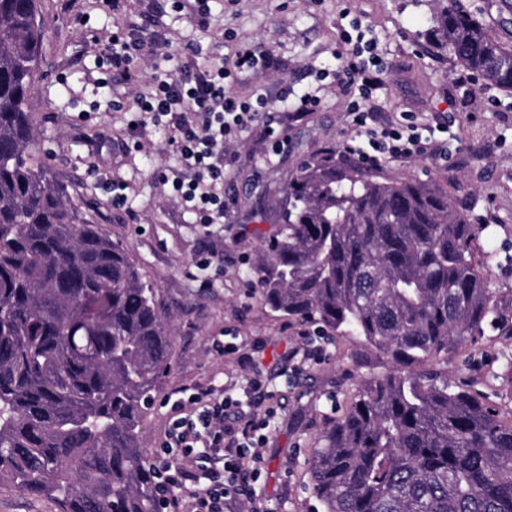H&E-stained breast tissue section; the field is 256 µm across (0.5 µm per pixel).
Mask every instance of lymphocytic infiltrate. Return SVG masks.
<instances>
[{
    "instance_id": "obj_1",
    "label": "lymphocytic infiltrate",
    "mask_w": 512,
    "mask_h": 512,
    "mask_svg": "<svg viewBox=\"0 0 512 512\" xmlns=\"http://www.w3.org/2000/svg\"><path fill=\"white\" fill-rule=\"evenodd\" d=\"M171 7L157 6L150 27L132 26L113 32L100 54L113 74L135 79V60L146 57L152 75L147 93L129 105V126L138 129L152 124L163 128L182 164L193 172L191 179L169 177L158 172L162 183L171 184L174 200L194 214L197 223L220 224L229 206L224 197V180L231 163L230 150L244 132L255 126L272 127L282 115L299 116L314 111L321 99L311 91L296 92L282 86L278 111L267 110L264 98L249 102L226 88L232 71H255L271 60L269 50L259 46L237 51L233 67L199 64V48L189 47L180 64H172L170 40L163 18L167 9L187 10L198 27H207L211 0H171ZM348 87L359 100L352 105L354 140L346 151L365 165L399 156L436 157L438 144L422 136L415 124L404 128L381 123L372 104L384 85V68L375 59L360 53L348 55L342 66ZM236 402L228 396H214L205 389L177 404L179 413L169 433L171 447L180 449L191 461L182 466L176 461L161 465L163 481L170 492L190 494L191 512H224L232 489L245 485L250 462L256 461L258 445L254 435L270 430L275 417L265 408L262 416L250 419L244 427L228 428L225 419Z\"/></svg>"
}]
</instances>
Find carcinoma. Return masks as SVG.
Listing matches in <instances>:
<instances>
[{
  "label": "carcinoma",
  "mask_w": 512,
  "mask_h": 512,
  "mask_svg": "<svg viewBox=\"0 0 512 512\" xmlns=\"http://www.w3.org/2000/svg\"><path fill=\"white\" fill-rule=\"evenodd\" d=\"M38 2L0 0V485L57 512H156L143 419L174 327L126 251L35 161ZM442 2L436 44L512 93V45L461 0ZM288 198L253 269L263 303L394 365L360 379L318 437L311 485L325 512H512V423L436 369L497 317L466 209L424 182L330 161L302 168Z\"/></svg>",
  "instance_id": "1"
}]
</instances>
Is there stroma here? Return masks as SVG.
<instances>
[{"instance_id": "stroma-1", "label": "stroma", "mask_w": 512, "mask_h": 512, "mask_svg": "<svg viewBox=\"0 0 512 512\" xmlns=\"http://www.w3.org/2000/svg\"><path fill=\"white\" fill-rule=\"evenodd\" d=\"M154 0H127L119 14L96 0H40L45 37L42 79L37 82L31 121L38 134L37 158L51 181L63 187L83 219L121 245L150 281L161 310L174 321L172 367L161 380L144 419L146 452L165 460L171 404L185 389L210 387L240 400L231 424L248 415L245 389L254 378L267 382L275 424L260 450L255 484L261 506L271 512H324L311 490L308 459L327 418L340 415L360 378L388 373L383 354L354 336H328L319 325L291 323L266 307L250 275L266 240L288 210V184L305 164L332 155L337 167L354 168L345 153L353 131L350 95L340 55L345 38L363 32L374 42L385 70L376 100L384 119L412 117L432 135L443 156L397 157L363 168L374 181L417 179L445 190L463 204L471 223L489 225V288L512 298V94L464 69L448 49L434 43L438 0H214L207 28L185 12L164 21L172 52L200 44L205 64L231 60L242 45L272 50L276 63L235 74L230 91L263 96L279 105L282 82L296 91L318 90L320 106L289 121L282 159L265 163L271 141L263 128L244 133L224 183L230 220L204 226L172 202L156 169L182 171L164 132L146 126L132 132L128 116L103 108L107 98L131 103L145 91L148 61L134 65L138 81L114 80L100 89L96 58L115 27L142 25ZM86 16L87 25L77 23ZM327 69L319 80L317 69ZM142 151H131L132 142ZM127 185V201L112 202V185ZM512 336L485 324L474 343L451 354L444 372L450 385L468 382L504 422L512 421Z\"/></svg>"}]
</instances>
